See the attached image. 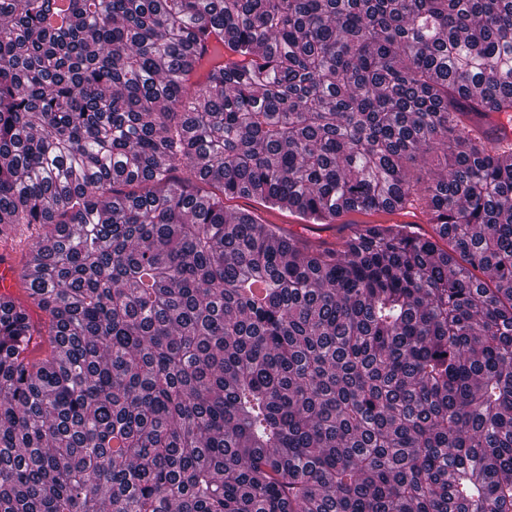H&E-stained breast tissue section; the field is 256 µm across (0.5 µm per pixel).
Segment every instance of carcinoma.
Listing matches in <instances>:
<instances>
[{"label":"carcinoma","instance_id":"carcinoma-1","mask_svg":"<svg viewBox=\"0 0 512 512\" xmlns=\"http://www.w3.org/2000/svg\"><path fill=\"white\" fill-rule=\"evenodd\" d=\"M495 114L512 0H0V512H512ZM244 208H257L258 213L261 214L262 218L268 224H277L284 230H290L298 233L302 235L304 239L314 243H329L326 239L323 238L333 240L335 238L336 242L338 238L349 235L351 230L355 227H359L365 224H393L392 222H411L414 224H419L418 231L421 233L433 234L432 224H428L427 216L425 213H422L419 210L414 211V213H411L410 215L388 214L385 212H350L342 216L337 224H333L331 230L320 231L319 234H321L323 237L320 238L319 234L314 233L317 231L314 227H317L316 225L320 224H309L296 214L290 213L288 211L269 210L260 204L245 199H224V209L229 213H233Z\"/></svg>","mask_w":512,"mask_h":512}]
</instances>
